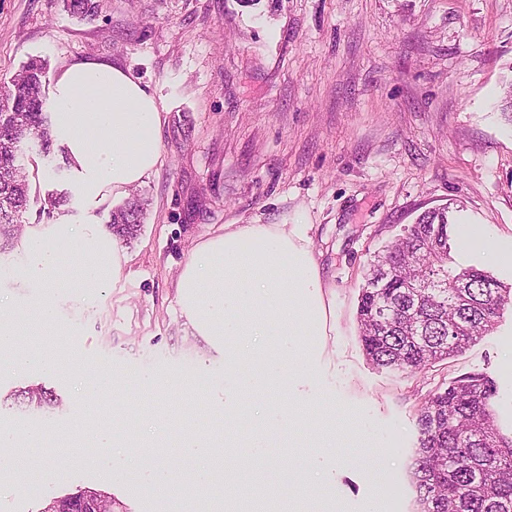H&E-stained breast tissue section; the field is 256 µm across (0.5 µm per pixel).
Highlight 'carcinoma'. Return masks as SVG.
Returning <instances> with one entry per match:
<instances>
[{
  "label": "carcinoma",
  "instance_id": "1",
  "mask_svg": "<svg viewBox=\"0 0 512 512\" xmlns=\"http://www.w3.org/2000/svg\"><path fill=\"white\" fill-rule=\"evenodd\" d=\"M69 11L93 17L100 0H66ZM46 72L39 59L0 86V240L7 244L24 223L30 185L18 163L20 145L53 144L46 112ZM143 207L134 197L112 212L111 230L122 238L138 231ZM448 208L420 214L406 234L374 256L361 291L357 319L367 359L379 368L416 372L457 357L487 335L512 300L475 266L451 254ZM383 264L393 276L376 283ZM497 389L480 373L456 378L435 392L417 417L420 438L412 479L423 512H512V434L501 432L493 407ZM17 402H52L41 389L18 390Z\"/></svg>",
  "mask_w": 512,
  "mask_h": 512
}]
</instances>
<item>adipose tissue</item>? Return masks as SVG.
Masks as SVG:
<instances>
[{"label": "adipose tissue", "instance_id": "adipose-tissue-1", "mask_svg": "<svg viewBox=\"0 0 512 512\" xmlns=\"http://www.w3.org/2000/svg\"><path fill=\"white\" fill-rule=\"evenodd\" d=\"M53 141L67 165L81 176L79 201L84 212L111 197L126 196L159 165L163 116L154 95L128 72L103 61L74 62L56 76L53 98ZM22 277L39 289L31 308V332L55 326L57 276L76 261L83 295L99 294L127 278L129 259L115 236L92 221L58 220L26 224L13 242ZM175 300L187 335L201 341L203 356L224 362L226 382L265 392L267 406L251 417L249 433L240 435L244 448H265L272 435L285 434L289 445L301 447L303 416L288 402V388L307 373L308 350L293 346L296 336L327 333V308L320 269L303 225L227 224L220 233L195 242L174 283ZM17 319L0 301V370L16 373H77L79 394L91 403L109 394L114 384L111 364H90L50 344H22ZM130 389L167 393L201 387L197 371L154 375L127 369ZM48 428L28 425L0 429V468L22 470L17 448L44 447ZM223 433H185L181 453L192 462L189 482H181L164 463L144 487L147 496L172 500L207 494L224 500L227 487L215 482L204 460L222 446Z\"/></svg>", "mask_w": 512, "mask_h": 512}]
</instances>
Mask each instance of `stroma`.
<instances>
[{
	"label": "stroma",
	"mask_w": 512,
	"mask_h": 512,
	"mask_svg": "<svg viewBox=\"0 0 512 512\" xmlns=\"http://www.w3.org/2000/svg\"><path fill=\"white\" fill-rule=\"evenodd\" d=\"M48 80L66 64L100 60L139 79L166 120L162 159L137 191V236L122 242L131 275L105 294L55 293L56 343L91 361L168 375L205 366L204 393L171 391L153 406L212 431L224 419V367L201 364L177 312L174 281L193 242L226 224H301L318 262L328 332L313 339L305 404L313 450L336 448L334 512H418L411 464L417 415L454 378L481 373L512 431V306L462 355L415 373L376 367L359 341L357 308L367 264L423 211L450 205L452 254L512 287V0H102L81 18L63 0H0V83L30 59ZM27 221L75 176L59 149L21 146ZM36 385L53 403L12 406ZM75 377L0 373V427L72 424L82 431ZM34 479L0 470V512H44L77 489L121 502L122 512H209L199 498L157 504L143 483L148 449L109 454L139 471L117 480L50 441Z\"/></svg>",
	"instance_id": "stroma-1"
}]
</instances>
